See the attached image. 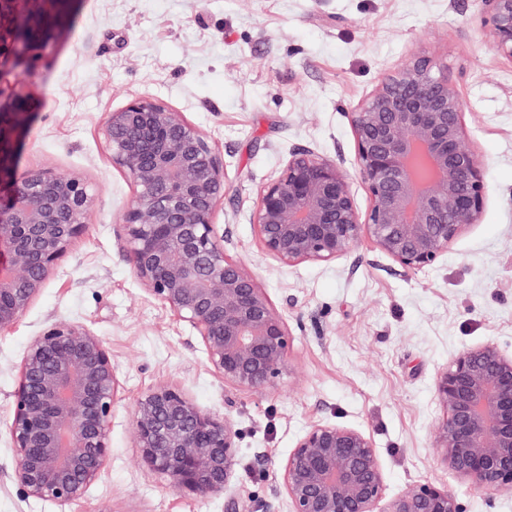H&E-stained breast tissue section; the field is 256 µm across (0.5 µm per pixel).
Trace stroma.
Here are the masks:
<instances>
[{
    "mask_svg": "<svg viewBox=\"0 0 512 512\" xmlns=\"http://www.w3.org/2000/svg\"><path fill=\"white\" fill-rule=\"evenodd\" d=\"M414 55L431 57L459 86L488 187L479 222L416 272L401 271L367 238L332 262L286 267L267 257L254 205L292 152L339 160L359 211L368 209L352 114ZM25 90L33 116L18 168L80 176L98 198L41 294L0 331V512H227L232 498L254 512H288L278 469L316 422L369 435L388 494L430 481L464 512H512V492L490 495L457 476L435 439L439 373L474 347L512 353V61L493 50L478 0H81L54 48L33 60ZM139 97L184 113L224 158L215 217L224 250L293 332L275 386L224 383L190 327L143 290L122 250L135 188L113 165L101 125ZM56 321L100 336L122 384L105 470L64 507L24 495L8 434L22 357ZM160 386L238 429L226 492L176 490L143 462L133 411Z\"/></svg>",
    "mask_w": 512,
    "mask_h": 512,
    "instance_id": "stroma-1",
    "label": "stroma"
}]
</instances>
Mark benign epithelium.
Listing matches in <instances>:
<instances>
[{
	"label": "benign epithelium",
	"instance_id": "benign-epithelium-1",
	"mask_svg": "<svg viewBox=\"0 0 512 512\" xmlns=\"http://www.w3.org/2000/svg\"><path fill=\"white\" fill-rule=\"evenodd\" d=\"M80 0H0V331L37 298L95 203L91 186L51 167H15L30 117L22 82L33 53L54 43ZM481 25L512 60V0H481ZM426 57L382 78L352 115L358 172L371 204L359 212L341 163L289 155L261 189L253 227L284 266L330 262L363 237L403 271H421L478 222L483 163L464 128L457 86ZM101 135L112 164L135 187L121 238L144 290L196 333L213 371L247 388L274 384L292 333L253 275L224 252L215 215L224 158L182 113L135 98L108 113ZM120 381L102 339L54 322L33 337L19 370L9 436L14 478L28 497L63 507L101 476ZM443 410L436 443L448 468L490 494L512 492V354L486 344L437 377ZM133 431L144 462L199 496L233 479L238 430L184 392L158 387L136 404ZM289 512H463L443 487L421 483L387 497L373 442L335 423L311 424L281 466Z\"/></svg>",
	"mask_w": 512,
	"mask_h": 512
}]
</instances>
